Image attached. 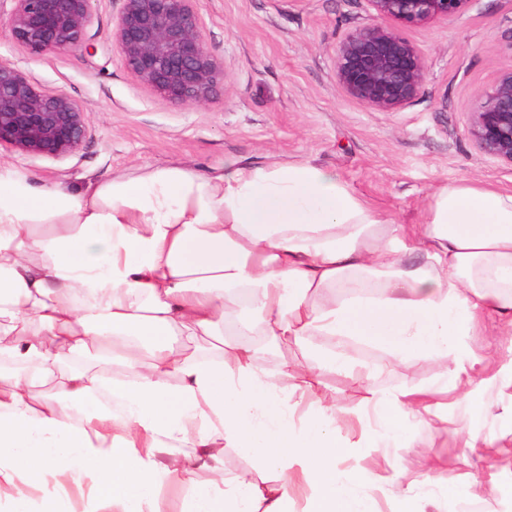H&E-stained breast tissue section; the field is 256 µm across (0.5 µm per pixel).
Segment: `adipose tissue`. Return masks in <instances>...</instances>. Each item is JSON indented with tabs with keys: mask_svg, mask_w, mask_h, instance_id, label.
<instances>
[{
	"mask_svg": "<svg viewBox=\"0 0 512 512\" xmlns=\"http://www.w3.org/2000/svg\"><path fill=\"white\" fill-rule=\"evenodd\" d=\"M231 304L235 335L307 345L306 363L272 375L246 346L223 345L213 359L169 348L176 334L223 335ZM488 316L512 339V193L448 186L427 223L408 229L304 163L158 168L78 196L0 170V340L13 363L37 364L33 377L0 373V495L24 501L74 465L92 482V512H160L162 484L208 469L220 484L192 491L185 512H293L301 488L304 512H374L385 487L359 459L406 447L410 429L449 400L469 407L448 430L464 447L512 439V429L480 433L487 387L512 381V364L468 370L464 339ZM356 343L395 367L438 365L444 377L377 387L351 355ZM92 347L122 365L112 385L63 372ZM328 370L363 388L352 418L325 402ZM289 376L291 395L279 386ZM39 380L57 384L55 398L34 399ZM342 420L355 440L337 432ZM228 448L258 472L225 476ZM454 467L428 464L430 474ZM430 474L399 487L392 512L473 499L482 486L512 499L493 471L443 485Z\"/></svg>",
	"mask_w": 512,
	"mask_h": 512,
	"instance_id": "adipose-tissue-1",
	"label": "adipose tissue"
}]
</instances>
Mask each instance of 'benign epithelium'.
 Segmentation results:
<instances>
[{
  "label": "benign epithelium",
  "instance_id": "7a95c632",
  "mask_svg": "<svg viewBox=\"0 0 512 512\" xmlns=\"http://www.w3.org/2000/svg\"><path fill=\"white\" fill-rule=\"evenodd\" d=\"M0 29L31 56L88 48L91 0H11ZM113 39L125 67L158 95L206 104L224 80V65L207 48L194 0H122ZM376 21L359 27L336 50L338 85L380 110L410 103L426 77L422 54L399 31L437 20L452 21L470 0H367ZM468 136L487 155L512 165V70L478 94ZM88 135L83 107L49 93L18 65L0 59V149L62 159Z\"/></svg>",
  "mask_w": 512,
  "mask_h": 512
}]
</instances>
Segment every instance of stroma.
<instances>
[{"label":"stroma","instance_id":"1","mask_svg":"<svg viewBox=\"0 0 512 512\" xmlns=\"http://www.w3.org/2000/svg\"><path fill=\"white\" fill-rule=\"evenodd\" d=\"M121 7V0H92L87 52L34 58L0 34V58L47 92L77 100L88 123L85 144L71 156L4 150L0 166L81 194L115 175L161 167L205 175L232 163L303 162L336 173L397 224L424 223L434 195L451 184L512 190V166L486 155L467 134L477 94L512 69V0H470L454 22L403 29L425 59L426 78L412 102L388 112L350 97L335 77L339 43L375 20L367 0H196L205 42L224 65V83L210 104L167 100L125 68L112 37ZM249 343L257 365L272 374L306 356L296 343L262 336ZM468 343L477 356L512 363V344L495 319ZM465 413L464 403L449 406L431 426L413 431L411 447L394 457L371 455L366 467L386 479L400 469L413 481L425 450L482 475L489 453L448 435L449 422Z\"/></svg>","mask_w":512,"mask_h":512}]
</instances>
